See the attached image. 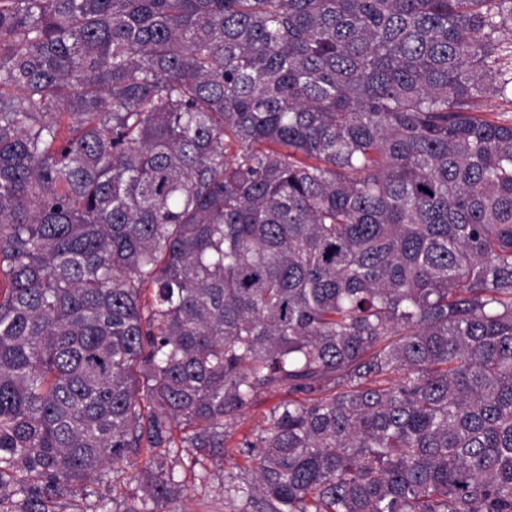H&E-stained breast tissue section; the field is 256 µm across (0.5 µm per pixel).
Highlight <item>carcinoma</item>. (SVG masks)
<instances>
[{
	"label": "carcinoma",
	"mask_w": 512,
	"mask_h": 512,
	"mask_svg": "<svg viewBox=\"0 0 512 512\" xmlns=\"http://www.w3.org/2000/svg\"><path fill=\"white\" fill-rule=\"evenodd\" d=\"M510 94L512 0H0V505L280 395L225 499L512 512Z\"/></svg>",
	"instance_id": "1"
}]
</instances>
